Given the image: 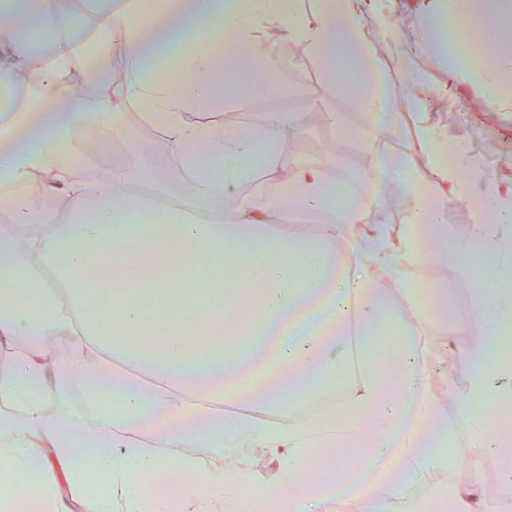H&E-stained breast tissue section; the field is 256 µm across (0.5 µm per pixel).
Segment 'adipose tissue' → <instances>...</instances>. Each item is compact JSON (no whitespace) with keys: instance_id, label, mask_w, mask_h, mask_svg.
<instances>
[{"instance_id":"ef3b65f1","label":"adipose tissue","mask_w":512,"mask_h":512,"mask_svg":"<svg viewBox=\"0 0 512 512\" xmlns=\"http://www.w3.org/2000/svg\"><path fill=\"white\" fill-rule=\"evenodd\" d=\"M423 5L419 50L447 49L440 0ZM271 24L328 73L343 70L339 90L355 96L364 124L332 114L337 137L358 143L411 123L431 176L381 156L371 196L352 197L338 164L299 160L282 177L283 136L305 113L233 129L189 119L224 81L271 91L261 75ZM80 26L100 31L93 52L75 48ZM116 60L126 65L117 82ZM33 69L41 94L20 101ZM90 73L108 84L106 98L72 94ZM395 98L355 0H318L308 15L291 0H251L246 13L227 0H89L78 17L72 0H0V184L23 188L0 194V399L24 408L0 420L14 432L0 448V512H236V473H202L190 449L237 437L266 460L277 512H416L410 489L425 481L449 417L468 429L473 456L492 435L512 438V418L471 403H512V360L496 354L512 293H491L469 265L484 256L495 278L512 280V184L462 165V143L422 103L399 112ZM135 102L148 109L132 131L122 117ZM78 127L102 130L104 153L139 132L162 135L188 195L162 210L155 174L112 166L83 177ZM61 149L71 157L62 168L50 161ZM134 182L147 193H131ZM228 197L238 201L230 212ZM410 199L405 227L388 223ZM457 202L475 217L466 237L445 221ZM403 261L439 274L409 287L396 272ZM460 283L466 320L454 314ZM241 338L245 354L225 358V343ZM441 351L474 383L452 411L433 392ZM76 389L93 422L70 408ZM316 453L336 467L318 493L302 476ZM354 467L383 479L375 501L352 491ZM89 470L107 480L94 497L83 488Z\"/></svg>"}]
</instances>
